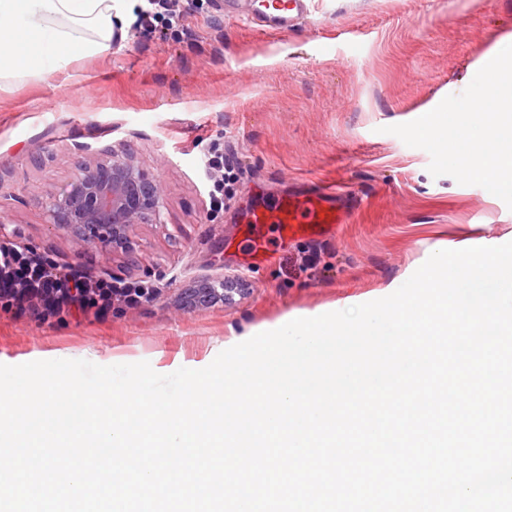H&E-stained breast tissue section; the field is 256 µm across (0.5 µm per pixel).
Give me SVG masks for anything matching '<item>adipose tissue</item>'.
<instances>
[{
  "label": "adipose tissue",
  "instance_id": "ef3b65f1",
  "mask_svg": "<svg viewBox=\"0 0 512 512\" xmlns=\"http://www.w3.org/2000/svg\"><path fill=\"white\" fill-rule=\"evenodd\" d=\"M147 0H0V83L48 79L111 51Z\"/></svg>",
  "mask_w": 512,
  "mask_h": 512
}]
</instances>
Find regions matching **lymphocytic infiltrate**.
<instances>
[{
    "instance_id": "obj_1",
    "label": "lymphocytic infiltrate",
    "mask_w": 512,
    "mask_h": 512,
    "mask_svg": "<svg viewBox=\"0 0 512 512\" xmlns=\"http://www.w3.org/2000/svg\"><path fill=\"white\" fill-rule=\"evenodd\" d=\"M156 295V288L144 280L92 278L79 268L0 244V312L18 320L45 322L75 312L101 321L115 307L137 309Z\"/></svg>"
}]
</instances>
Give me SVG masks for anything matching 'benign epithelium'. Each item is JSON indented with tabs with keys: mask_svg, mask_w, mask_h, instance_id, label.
I'll use <instances>...</instances> for the list:
<instances>
[{
	"mask_svg": "<svg viewBox=\"0 0 512 512\" xmlns=\"http://www.w3.org/2000/svg\"><path fill=\"white\" fill-rule=\"evenodd\" d=\"M163 208L159 181L122 144L92 154L51 197L49 216L51 224L74 229L83 242L126 250L133 226L162 223ZM245 291L240 276L206 277L183 289L182 301L205 307L232 302Z\"/></svg>",
	"mask_w": 512,
	"mask_h": 512,
	"instance_id": "1",
	"label": "benign epithelium"
}]
</instances>
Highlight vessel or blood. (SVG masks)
I'll use <instances>...</instances> for the list:
<instances>
[{"label":"vessel or blood","mask_w":512,"mask_h":512,"mask_svg":"<svg viewBox=\"0 0 512 512\" xmlns=\"http://www.w3.org/2000/svg\"><path fill=\"white\" fill-rule=\"evenodd\" d=\"M224 13L260 30L281 33L297 26L309 14V0H224ZM354 199L318 181L283 193L276 205H255L243 215L250 225L273 224L289 237L315 238L334 224L349 223Z\"/></svg>","instance_id":"vessel-or-blood-1"}]
</instances>
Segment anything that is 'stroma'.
Wrapping results in <instances>:
<instances>
[{
  "label": "stroma",
  "mask_w": 512,
  "mask_h": 512,
  "mask_svg": "<svg viewBox=\"0 0 512 512\" xmlns=\"http://www.w3.org/2000/svg\"><path fill=\"white\" fill-rule=\"evenodd\" d=\"M179 31L131 25L121 47L63 73L0 87V220L18 245L94 276L138 279L158 297L105 322L0 313V364L149 362L161 374L208 366L233 337L386 297L435 250L512 241V209L478 185L433 177L431 158L387 133L512 44V0H310L284 33L226 19L215 0H181ZM133 144L164 192V221L135 225L132 253L50 225L48 203L97 152ZM220 143L235 195L210 205L200 159ZM321 180L357 197L350 223L318 239L261 226L259 262L239 218L258 200ZM321 249L320 268L295 263ZM236 274L230 304L183 308L181 289Z\"/></svg>",
  "instance_id": "obj_1"
}]
</instances>
